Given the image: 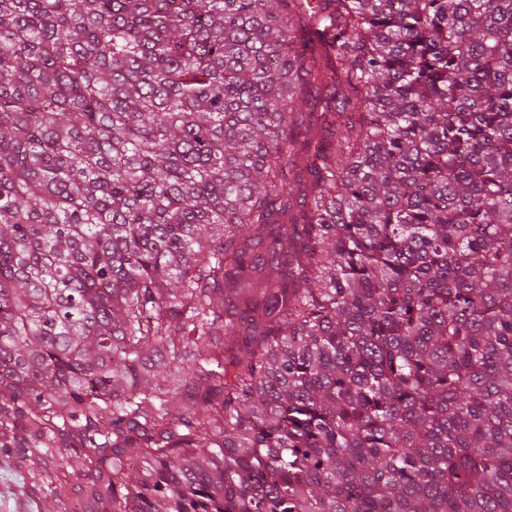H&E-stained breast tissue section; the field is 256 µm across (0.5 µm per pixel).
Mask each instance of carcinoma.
Listing matches in <instances>:
<instances>
[{"label":"carcinoma","instance_id":"1","mask_svg":"<svg viewBox=\"0 0 512 512\" xmlns=\"http://www.w3.org/2000/svg\"><path fill=\"white\" fill-rule=\"evenodd\" d=\"M6 431L94 512H512V0H0Z\"/></svg>","mask_w":512,"mask_h":512}]
</instances>
